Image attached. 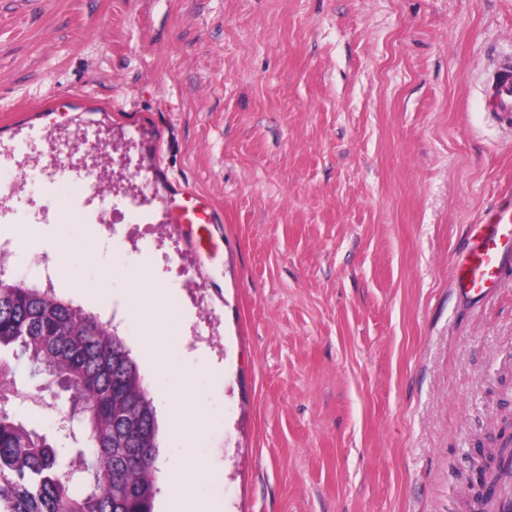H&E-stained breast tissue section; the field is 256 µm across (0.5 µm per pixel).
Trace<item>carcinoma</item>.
<instances>
[{
    "instance_id": "1",
    "label": "carcinoma",
    "mask_w": 512,
    "mask_h": 512,
    "mask_svg": "<svg viewBox=\"0 0 512 512\" xmlns=\"http://www.w3.org/2000/svg\"><path fill=\"white\" fill-rule=\"evenodd\" d=\"M69 394L87 428L67 466L11 409L15 363ZM159 425L123 340L95 316L24 281L0 279V512H154Z\"/></svg>"
}]
</instances>
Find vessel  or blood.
<instances>
[{
	"label": "vessel or blood",
	"instance_id": "obj_1",
	"mask_svg": "<svg viewBox=\"0 0 512 512\" xmlns=\"http://www.w3.org/2000/svg\"><path fill=\"white\" fill-rule=\"evenodd\" d=\"M491 98L503 123H512V66L502 65L493 77ZM173 220L178 224H208L212 208L207 201L171 200ZM512 251V195L503 198L474 228L454 271L453 286L461 294L485 297L501 282L502 263Z\"/></svg>",
	"mask_w": 512,
	"mask_h": 512
}]
</instances>
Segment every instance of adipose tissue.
<instances>
[{"label":"adipose tissue","mask_w":512,"mask_h":512,"mask_svg":"<svg viewBox=\"0 0 512 512\" xmlns=\"http://www.w3.org/2000/svg\"><path fill=\"white\" fill-rule=\"evenodd\" d=\"M129 308L140 314L146 322V333L143 344L152 350L157 358H165V339L160 332L161 323L173 316L176 312V299L167 291L161 289H135L128 298ZM194 377L183 380L180 388V401L172 406L169 411V426L172 431L185 435L191 447L186 450L182 460L174 464L172 468V480L168 488V494L177 504L176 512H212L211 508L196 499L190 492L186 481L188 473L198 468L192 446L197 443L204 433L199 424L196 412L189 404L188 398L194 387Z\"/></svg>","instance_id":"obj_1"}]
</instances>
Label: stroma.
<instances>
[{
	"instance_id": "1",
	"label": "stroma",
	"mask_w": 512,
	"mask_h": 512,
	"mask_svg": "<svg viewBox=\"0 0 512 512\" xmlns=\"http://www.w3.org/2000/svg\"><path fill=\"white\" fill-rule=\"evenodd\" d=\"M505 59L512 0H0V278L106 324L156 408L197 374L195 480L222 512H470L512 435V258L484 298L452 274L512 183L486 93ZM85 128L68 178L33 183ZM177 190L215 223H173ZM133 288L179 299L165 366ZM18 382L69 459L83 421L61 432L67 401ZM159 445L154 512L185 453Z\"/></svg>"
}]
</instances>
